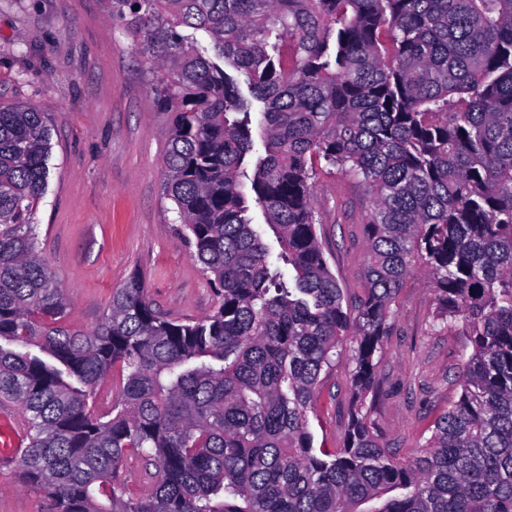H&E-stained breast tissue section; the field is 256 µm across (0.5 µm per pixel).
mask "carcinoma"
Wrapping results in <instances>:
<instances>
[{
	"label": "carcinoma",
	"mask_w": 512,
	"mask_h": 512,
	"mask_svg": "<svg viewBox=\"0 0 512 512\" xmlns=\"http://www.w3.org/2000/svg\"><path fill=\"white\" fill-rule=\"evenodd\" d=\"M106 3L173 114L162 192L220 302L167 319L132 276L95 328L69 327L34 224L50 128L34 106L0 105V340L52 358L0 346V397L27 422L23 483L53 512H512V0ZM325 167L371 197L353 306L318 234ZM417 270L471 353L457 400L402 462L366 400ZM348 341L343 444L316 448L320 375ZM133 459L155 467L141 493Z\"/></svg>",
	"instance_id": "cac0c4a2"
}]
</instances>
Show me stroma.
<instances>
[{
    "instance_id": "obj_1",
    "label": "stroma",
    "mask_w": 512,
    "mask_h": 512,
    "mask_svg": "<svg viewBox=\"0 0 512 512\" xmlns=\"http://www.w3.org/2000/svg\"><path fill=\"white\" fill-rule=\"evenodd\" d=\"M0 102L34 104L51 129L48 184L35 221L39 252L69 299L72 327L95 328L113 290L136 273L160 315L214 312L218 297L162 195L172 115L154 105L146 65L103 0H0ZM369 207L362 183L331 167L320 172L319 233L351 301L366 284L359 222ZM396 308L371 419L391 451L408 459L456 399L467 353L462 336L434 324L423 273L407 278ZM350 371L344 359L321 374L309 415L315 445H342ZM25 436L21 410L0 398V512H51L42 493L19 478L15 450Z\"/></svg>"
}]
</instances>
